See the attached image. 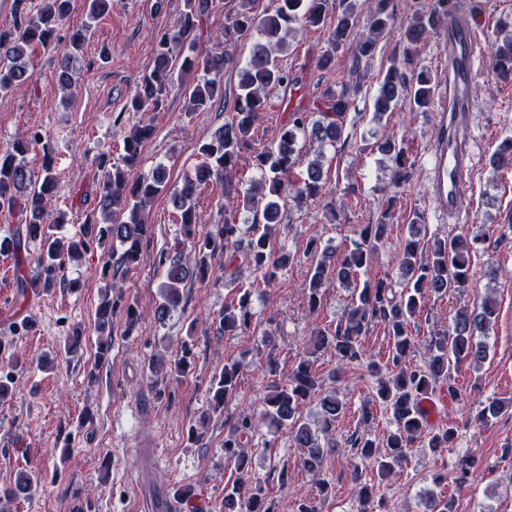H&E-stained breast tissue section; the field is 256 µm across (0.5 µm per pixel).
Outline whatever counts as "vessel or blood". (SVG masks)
I'll return each instance as SVG.
<instances>
[{
  "label": "vessel or blood",
  "mask_w": 512,
  "mask_h": 512,
  "mask_svg": "<svg viewBox=\"0 0 512 512\" xmlns=\"http://www.w3.org/2000/svg\"><path fill=\"white\" fill-rule=\"evenodd\" d=\"M440 41L448 59V89L438 93L433 113L436 134L428 149L430 196L440 214L461 223L465 220L461 203L471 188L474 171L465 137L473 110L469 88L474 61L485 42L466 12L449 13Z\"/></svg>",
  "instance_id": "obj_1"
}]
</instances>
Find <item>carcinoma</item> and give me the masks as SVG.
I'll return each mask as SVG.
<instances>
[{"mask_svg": "<svg viewBox=\"0 0 512 512\" xmlns=\"http://www.w3.org/2000/svg\"><path fill=\"white\" fill-rule=\"evenodd\" d=\"M252 0H239L237 9L228 13L224 23V39L250 41L248 60L238 70V82L233 109L229 118L214 133L210 141L199 146L200 161L195 179L182 189H168L166 170L157 167L130 177L141 164L142 146L154 133L151 120L141 118L123 138L121 161L103 168L102 187L97 203L99 218L87 220L80 236L68 241L54 236L53 226L45 223L46 206L59 187L47 136L34 130L15 141L11 148L0 152V208L17 212L19 224L9 236L0 238V254L18 257L22 241L40 239L43 250L37 257L38 277L31 283L35 288L48 290L60 279L67 262L74 260L92 246L109 243L120 245L119 265L126 268L136 264L143 246L150 241L147 211L153 201L165 192L178 214L183 239L161 256L165 267L161 302L155 308V318L164 320L181 303V286L191 278L204 280L209 262L217 253L243 251L252 264L258 284L274 283L280 271L295 261V254L283 248L275 250L270 243V225L280 223V203L288 192L299 199L321 195L324 187L322 165L312 162L307 175L295 186L285 180L299 159V139H310L320 146H336L348 140L343 117L355 107L354 96L378 41L399 31L400 52L390 60L384 76L378 83L374 98L375 118L380 120L393 112L404 100L412 107L427 111L433 102L434 80L426 68L416 69V59L430 40L440 17L452 7V0H424L422 7L405 17L398 16L394 0H373L367 32L354 35L356 28L355 0H340L339 11L333 22H328V0H272L270 10L258 16L251 10ZM71 0H43V6L32 14L27 0H16L10 28L0 29V93L28 79L27 51L33 46H48L62 38L66 43L59 51L56 79L67 95L75 93L71 64L93 33L92 23L112 8V0H88V22L73 28L66 35L60 31L66 25ZM212 9L209 0H183L178 19L171 27L155 37L154 65L139 80L125 107L127 112L145 114L160 111L167 94L174 85L175 76L184 72L201 71L206 79L184 91L185 111L208 112L222 97L221 75L228 63L221 54L201 55L195 51L196 33L202 19ZM330 25L328 48L316 59L317 69L327 71L334 67L336 54L351 36H356L355 51L348 79L340 82V89L328 88L321 98L320 118L310 121V113L297 107L288 114L276 141L254 155V166L262 180L247 192L242 200L244 209L263 220L245 231L236 220H227L217 229L196 237L199 217L195 194L197 187L212 178H227L235 170L238 159L251 145V132L259 114L270 107L271 98L280 91L293 89L299 79L282 67L274 56L284 37L303 28ZM493 69L496 76H512V34L506 33L492 44ZM42 150L41 177L34 178L29 168L28 155ZM378 150L394 166L393 185L409 179L408 140L394 133L386 135ZM490 163L497 168L512 165V137L504 139L494 150ZM387 212H382L376 224H364L358 231V240L336 266L329 263L327 251L319 250L316 238L307 245V256L312 258L313 271L307 289L310 308L320 302L321 288L334 278L351 283L361 270L373 263L380 245L387 237ZM425 225L413 221L408 236L400 246L399 271L406 285L397 291L384 279L367 280L354 289L355 298L335 328L317 329L313 333V348L299 359L288 382L274 384L267 391L262 404L270 426L288 427L296 445L303 449L302 466L313 475L322 471L324 448L298 417L300 405L323 388V378L316 372L319 352H328L340 368L364 367L375 380V393L391 410L393 428L382 439L361 435L360 447L352 451L351 479L357 488V512L374 509V487L363 482V471L370 469L384 480L396 472L406 457L407 448L416 439L426 441L434 451L446 448L455 439L458 427H434L428 423L429 410L425 402L431 400L439 388L448 390V396L457 395L455 374L468 362L475 366L487 357V331L497 316V304L483 297L472 306L459 308L448 329L429 336L423 344L424 357L420 364H410L417 338L409 331L411 319L421 308L426 295H450L460 291L468 282L471 251L479 236H469L463 230L454 236L422 237ZM188 243L197 255L195 266L189 268L181 261L180 246ZM251 289L243 291L238 306H228L220 324L227 335L248 336L253 333V314L250 307ZM122 297L103 294L96 308L95 325L100 336L98 356L106 358L111 350L109 336L112 313ZM384 326L391 340L384 365L366 361L363 339L371 327ZM239 367L224 365V370L210 386L212 409H222L224 401L237 388ZM320 405L324 412L322 431L327 432L336 422L342 402L336 392L323 393ZM512 408V402H497L468 415L466 425H481L488 416H495ZM252 420L238 419L233 431L224 439V458L235 465L238 478L224 487V512H271L266 506L261 484L251 483L247 460L241 451L242 437L251 433ZM476 462L463 459L456 466L455 484L462 488L469 484ZM38 476L23 471L14 485L0 488V512L5 506L36 490Z\"/></svg>", "mask_w": 512, "mask_h": 512, "instance_id": "cac0c4a2", "label": "carcinoma"}]
</instances>
